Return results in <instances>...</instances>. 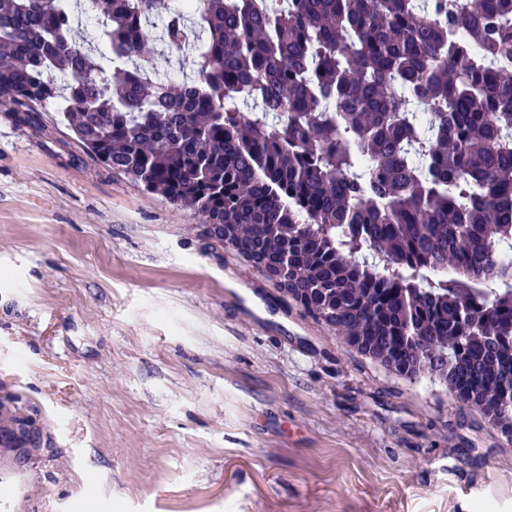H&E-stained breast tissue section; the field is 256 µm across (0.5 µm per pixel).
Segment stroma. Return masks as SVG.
<instances>
[{
    "mask_svg": "<svg viewBox=\"0 0 512 512\" xmlns=\"http://www.w3.org/2000/svg\"><path fill=\"white\" fill-rule=\"evenodd\" d=\"M0 475V512H512L479 410L359 353L50 105L0 110Z\"/></svg>",
    "mask_w": 512,
    "mask_h": 512,
    "instance_id": "35a3bbf8",
    "label": "stroma"
}]
</instances>
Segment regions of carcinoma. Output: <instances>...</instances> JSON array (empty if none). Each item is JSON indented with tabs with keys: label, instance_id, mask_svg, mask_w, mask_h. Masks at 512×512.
<instances>
[{
	"label": "carcinoma",
	"instance_id": "obj_1",
	"mask_svg": "<svg viewBox=\"0 0 512 512\" xmlns=\"http://www.w3.org/2000/svg\"><path fill=\"white\" fill-rule=\"evenodd\" d=\"M155 40L196 77L160 80ZM52 101L361 352L512 431V0H0V108Z\"/></svg>",
	"mask_w": 512,
	"mask_h": 512
}]
</instances>
